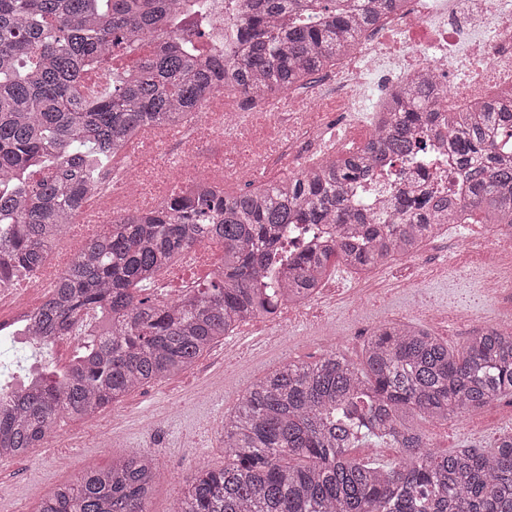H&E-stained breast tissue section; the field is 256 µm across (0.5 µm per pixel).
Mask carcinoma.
Segmentation results:
<instances>
[{
	"label": "carcinoma",
	"mask_w": 512,
	"mask_h": 512,
	"mask_svg": "<svg viewBox=\"0 0 512 512\" xmlns=\"http://www.w3.org/2000/svg\"><path fill=\"white\" fill-rule=\"evenodd\" d=\"M399 0H255L239 51L202 41L212 0H0V286L36 274L87 191L141 131L176 127L221 92L271 100L349 53ZM133 56V79L85 93L89 68ZM512 95L450 112L435 81L419 79L382 113L374 137L254 190L208 183L177 189L157 208L112 219L62 274L31 329L63 336L87 309L110 313L107 335L62 380L0 409V459L40 447L58 422H91L135 390L193 368L224 337L283 300L307 297L333 259L371 269L414 251L443 224L512 229ZM447 142L458 184L398 191L380 220L350 192L399 183ZM321 224H342L306 247ZM223 244L208 280L174 301L142 294L176 258ZM512 397V328L476 329L454 349L416 323L386 322L363 367L338 350L314 364L285 360L224 414V466L200 467L174 512H512V435L490 448L444 454L414 418L446 422ZM352 448H395L391 464ZM156 465L139 448L77 472L37 512H150Z\"/></svg>",
	"instance_id": "1"
}]
</instances>
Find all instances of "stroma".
Returning <instances> with one entry per match:
<instances>
[{"instance_id":"obj_1","label":"stroma","mask_w":512,"mask_h":512,"mask_svg":"<svg viewBox=\"0 0 512 512\" xmlns=\"http://www.w3.org/2000/svg\"><path fill=\"white\" fill-rule=\"evenodd\" d=\"M479 253L442 238L426 247L417 261L427 272L421 305H444L453 318L447 325L433 327L435 336L458 348L475 324L472 312H480L486 322L499 324L512 319V308L500 304L480 289L468 276H459L447 286L442 267L459 268L475 264ZM329 272L339 290L350 291L346 301L329 306L325 325L310 327L297 323V340L255 352H246L234 363L220 359L223 345H215L187 373L143 387L121 404L104 409L96 430L78 421L59 424L42 447L24 458L11 460L0 474V512H36L40 500L66 482L77 470L102 468L110 454L105 435L112 430V416L122 413L121 429L133 448H144L157 459L156 486L149 503L150 512H170L183 485L202 466L224 464L221 428L226 411L232 410L257 378L280 362L318 361L336 348L354 363L362 359V347L370 330L393 316L418 317L421 305L401 299L379 298L364 301L352 294V281L340 262H332ZM512 427V399L506 398L451 423L439 424L418 419L417 430L436 451L476 446L490 447L501 430Z\"/></svg>"}]
</instances>
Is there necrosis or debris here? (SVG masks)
<instances>
[{"mask_svg": "<svg viewBox=\"0 0 512 512\" xmlns=\"http://www.w3.org/2000/svg\"><path fill=\"white\" fill-rule=\"evenodd\" d=\"M434 72L452 110L497 98L512 89V0H404L401 10L387 13L370 29L350 55L339 57L329 75L299 94L309 104H329L335 122L372 137L376 116L396 86L411 82L419 73ZM287 138L290 153L310 164L327 146L346 153L344 141L330 142L327 125L308 112L275 115ZM252 127L245 111L227 112L223 97L204 102L199 118L168 129L142 133L127 158L110 166L100 178L74 223L80 239L93 236L110 223L117 212L149 211L168 194L174 175L184 184L204 178L215 182L209 165L197 159L201 141L216 135L230 145L238 159L232 172L246 177L273 149L272 143L250 145L245 134ZM178 143L180 157L158 161L161 146ZM484 252L493 276L482 286L500 302L512 305V235L488 232L475 239ZM73 255L51 254L34 277L35 290L25 294L14 288L0 289V398L40 385L46 368L69 372L80 359L84 345L94 339V326L73 330L49 342L47 354L36 353V341L28 334L31 314L50 296L54 284ZM27 367L9 372L15 359Z\"/></svg>", "mask_w": 512, "mask_h": 512, "instance_id": "obj_1", "label": "necrosis or debris"}]
</instances>
